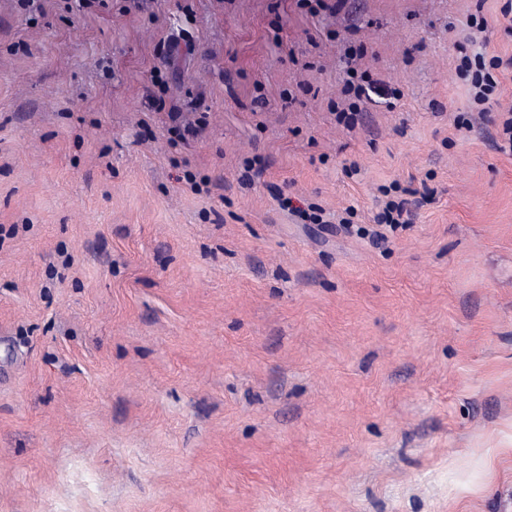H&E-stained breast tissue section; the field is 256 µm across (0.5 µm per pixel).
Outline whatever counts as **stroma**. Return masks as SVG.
<instances>
[{
  "label": "stroma",
  "mask_w": 512,
  "mask_h": 512,
  "mask_svg": "<svg viewBox=\"0 0 512 512\" xmlns=\"http://www.w3.org/2000/svg\"><path fill=\"white\" fill-rule=\"evenodd\" d=\"M506 2L0 0V512H512ZM459 63L456 67L458 76L469 84L471 103L475 106L489 104L497 88L494 70L499 69L503 61L499 57L486 56L478 51H468L466 46L456 44ZM347 75L349 78L346 79L343 91L345 96H348L347 102L345 100L346 103H336L333 109V112H336L338 123H343L346 127H353L358 112L356 101L366 99L376 103L372 95L381 99L378 103L385 104L388 109L394 108V102L390 101L391 97H388L386 89L379 81L371 80L363 74L358 77L357 71L352 67L347 70ZM406 203L405 199L399 201L390 199L386 202L383 211L377 214L375 218L376 224H391L393 226L411 224L409 211L405 207Z\"/></svg>",
  "instance_id": "stroma-1"
}]
</instances>
